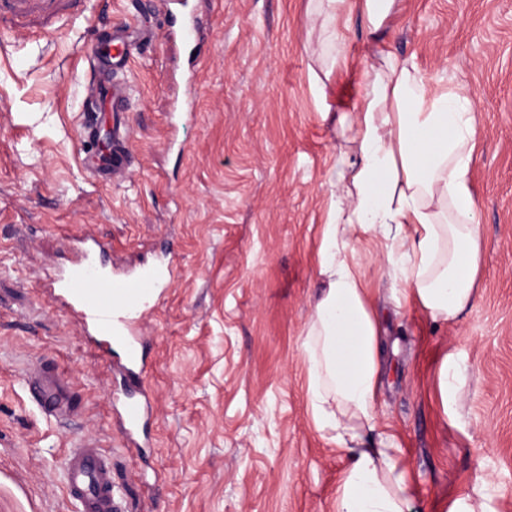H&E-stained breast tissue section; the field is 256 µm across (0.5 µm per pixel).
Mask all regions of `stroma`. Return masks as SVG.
<instances>
[{
  "label": "stroma",
  "instance_id": "1",
  "mask_svg": "<svg viewBox=\"0 0 512 512\" xmlns=\"http://www.w3.org/2000/svg\"><path fill=\"white\" fill-rule=\"evenodd\" d=\"M188 4L203 22L193 56L179 11L155 0H86L51 35L0 37V512H73L62 464L84 437L111 456L124 512H335L345 460L312 425L300 343L343 142L332 117L380 48L475 97L483 268L473 305L436 324L394 305L383 240L359 233V273L387 314L379 420L415 476L412 512H448L486 482L492 512H512V0H401L377 35L353 20L341 65L319 0ZM122 25L154 39L100 115L123 116L132 157L105 186L80 150L85 50ZM90 230L119 269L174 266L136 323L151 409L131 440L111 374L48 290ZM448 354L463 376L449 414L436 386ZM38 358L64 371L81 415L40 412L23 380Z\"/></svg>",
  "mask_w": 512,
  "mask_h": 512
}]
</instances>
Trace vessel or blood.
Here are the masks:
<instances>
[{
	"label": "vessel or blood",
	"instance_id": "obj_1",
	"mask_svg": "<svg viewBox=\"0 0 512 512\" xmlns=\"http://www.w3.org/2000/svg\"><path fill=\"white\" fill-rule=\"evenodd\" d=\"M72 0H0V28L34 11L53 16ZM131 49L125 35H117L111 48H96L88 55L90 84L99 98L118 96L120 89L112 82L113 67L127 66ZM129 131L115 123L108 138H101L98 118L88 113L79 130L90 175L105 182L124 174L130 167L127 148ZM82 260L61 272L50 283L56 299L81 322L94 348L104 362H111L113 346L123 349L122 367L127 388L122 403L123 431L132 434L142 423L150 402L139 387L144 371L141 342L131 313L143 306L160 290L166 280L162 271L113 278L101 274L96 257L104 253L105 243L96 236L85 235ZM24 380L35 395L39 409L46 416L62 418L76 413L77 405L70 386L55 366L40 360L28 365ZM68 496L76 512H119L114 497L112 465L91 440L80 441L66 455L63 469Z\"/></svg>",
	"mask_w": 512,
	"mask_h": 512
}]
</instances>
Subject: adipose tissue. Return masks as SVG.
Instances as JSON below:
<instances>
[{
    "mask_svg": "<svg viewBox=\"0 0 512 512\" xmlns=\"http://www.w3.org/2000/svg\"><path fill=\"white\" fill-rule=\"evenodd\" d=\"M322 2L331 31L354 14L380 28L397 7V0ZM339 123L350 147L329 178L321 288L301 338L308 411L345 457L336 512H411L412 472L377 419L380 326L351 240L359 230L386 239L395 302L414 301L436 323L460 318L479 294L482 268L470 179L476 103L462 85L427 87L414 64L382 50Z\"/></svg>",
    "mask_w": 512,
    "mask_h": 512,
    "instance_id": "adipose-tissue-1",
    "label": "adipose tissue"
}]
</instances>
